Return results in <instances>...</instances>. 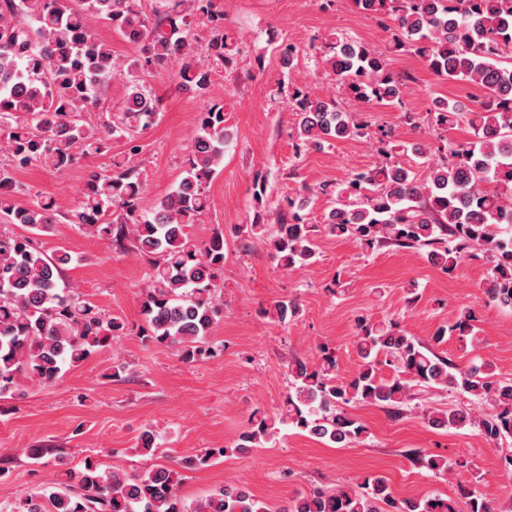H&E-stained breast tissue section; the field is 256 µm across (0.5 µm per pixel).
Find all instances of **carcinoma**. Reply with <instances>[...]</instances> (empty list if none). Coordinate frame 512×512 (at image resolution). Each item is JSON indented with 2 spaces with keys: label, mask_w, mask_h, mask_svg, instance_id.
Listing matches in <instances>:
<instances>
[{
  "label": "carcinoma",
  "mask_w": 512,
  "mask_h": 512,
  "mask_svg": "<svg viewBox=\"0 0 512 512\" xmlns=\"http://www.w3.org/2000/svg\"><path fill=\"white\" fill-rule=\"evenodd\" d=\"M157 2L148 16L138 0H0V154L7 158L0 165V218L26 230L0 233V398L25 377L54 381L64 366L85 361L125 329L121 319L105 315L76 286H60L72 255L66 250L47 255L36 245V236L58 223V206L51 198L20 205L16 196L23 188L13 170L35 164L61 171L81 158L109 153L114 140L134 141L160 112V100L135 79L142 70L170 66L178 91L203 96L234 61L237 49L224 33V10L216 0ZM354 3L395 22L393 46L414 48L437 77L468 82L481 95L466 112L448 99L433 100L435 126L444 129L464 118L472 141L433 153L416 144L388 143L378 148L382 162L367 171L344 183L305 187L334 199L325 229L366 249H424L446 273L478 244L493 263L484 283L487 303L512 309V0ZM197 17L214 30L201 52L189 35ZM98 20L143 46V55L117 64L112 46L94 31ZM322 62L361 106L400 104L410 81L389 68L384 53L355 39L331 40ZM120 72L129 77L122 112L89 124L84 114L99 107ZM291 101L299 116L298 152L365 135L362 113L342 111L333 97L298 90ZM228 140L224 107L214 104L200 116L182 178L152 211L142 208L146 187L137 166L115 157L110 169L89 171L67 213L82 232L118 246L127 240L148 259L142 336L180 348L189 362L215 352L209 337L223 314L224 235L198 247L186 228L209 210L206 185L224 163ZM408 151L423 159L424 176L398 160ZM240 231L266 236L272 256L289 273L316 256V225L297 212L280 210L275 223ZM299 312L293 298L265 310L279 323ZM477 321L473 308H462L435 332L433 344L449 333L477 347L482 342ZM433 344L393 319H359L356 374L338 378L336 355L326 347L317 362H289L290 386L278 416L251 421L236 449L269 442L278 423L339 446L353 444L366 427L347 407L364 403L400 417L430 388L468 394L491 412L472 417L458 409H431L425 414L429 427L469 426L494 445L512 440V382L498 379L488 361L460 368L436 354ZM384 367L392 369L391 376L380 375ZM419 464L438 479L471 474V480L458 483L466 512H512V496L491 501L477 494L481 472L468 463L425 454ZM178 483L172 465L154 464L130 475L88 460L82 469L66 472L59 487L40 494L41 501L23 499L11 512H461L455 500L431 492L397 499L379 474L365 475L353 487L299 492L281 508L235 483L188 504Z\"/></svg>",
  "instance_id": "cac0c4a2"
}]
</instances>
